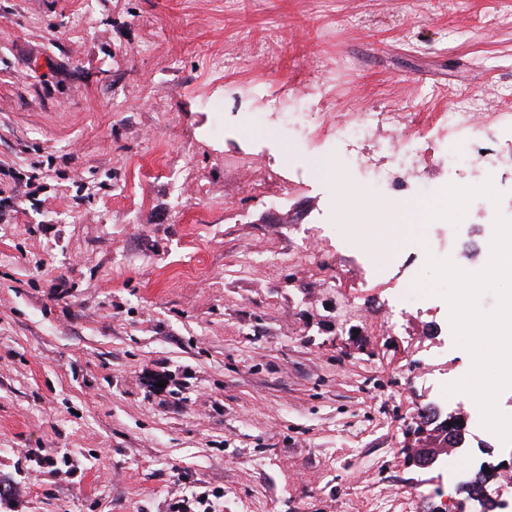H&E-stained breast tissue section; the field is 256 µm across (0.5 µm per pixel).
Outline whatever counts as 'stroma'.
<instances>
[{"label":"stroma","mask_w":512,"mask_h":512,"mask_svg":"<svg viewBox=\"0 0 512 512\" xmlns=\"http://www.w3.org/2000/svg\"><path fill=\"white\" fill-rule=\"evenodd\" d=\"M461 90L512 113V0H0V512L432 498L422 372L470 356L435 306L379 317L426 226L403 193L337 217L366 172L336 129L409 113L357 151L416 136L437 183Z\"/></svg>","instance_id":"1"}]
</instances>
